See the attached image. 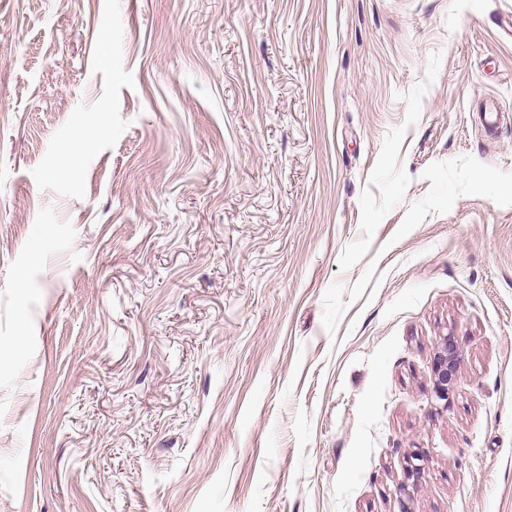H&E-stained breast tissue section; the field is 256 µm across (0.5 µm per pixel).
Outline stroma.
Instances as JSON below:
<instances>
[{"instance_id":"stroma-1","label":"stroma","mask_w":512,"mask_h":512,"mask_svg":"<svg viewBox=\"0 0 512 512\" xmlns=\"http://www.w3.org/2000/svg\"><path fill=\"white\" fill-rule=\"evenodd\" d=\"M510 14L0 0V512H512ZM435 374L437 375V384L439 389L447 393L456 379V344L454 336H448L444 340L442 351L437 355L435 362Z\"/></svg>"}]
</instances>
